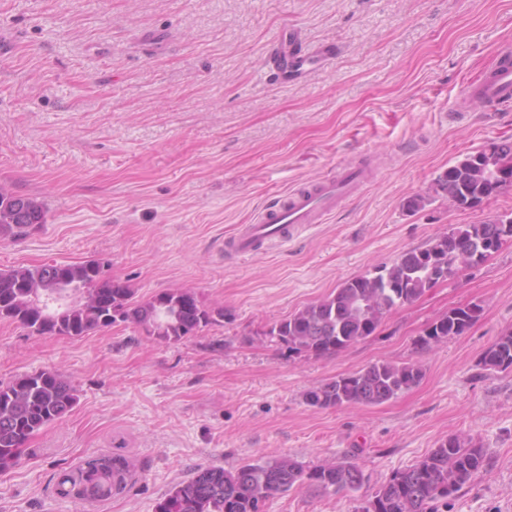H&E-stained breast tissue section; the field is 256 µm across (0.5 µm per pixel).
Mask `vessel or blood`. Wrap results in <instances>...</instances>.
Segmentation results:
<instances>
[{
	"label": "vessel or blood",
	"mask_w": 512,
	"mask_h": 512,
	"mask_svg": "<svg viewBox=\"0 0 512 512\" xmlns=\"http://www.w3.org/2000/svg\"><path fill=\"white\" fill-rule=\"evenodd\" d=\"M336 47L326 43L316 52H305L298 40L274 46L269 55L272 70L278 79L299 78L310 67L333 58ZM466 94L495 109L512 103V63L501 61L482 79L469 84ZM362 170L341 169L312 185L304 186L270 200L255 223L245 224L224 241L225 254L245 256L269 247L280 246L333 212L364 183Z\"/></svg>",
	"instance_id": "obj_1"
}]
</instances>
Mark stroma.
Wrapping results in <instances>:
<instances>
[{
    "mask_svg": "<svg viewBox=\"0 0 512 512\" xmlns=\"http://www.w3.org/2000/svg\"><path fill=\"white\" fill-rule=\"evenodd\" d=\"M289 28L337 52L282 82L268 55ZM505 47L512 0H0V186L46 209L38 231L0 240V269L98 260L137 299L188 289L224 309L171 343L131 323L68 337L0 320V382L50 370L78 395L0 472V512H155L199 468L279 456L354 462L372 489L451 435L483 444L489 466L438 512H512V371L479 364L512 331V241L339 353L291 354L265 334L448 226L512 212V188L477 210L434 191L449 166L512 137V109L464 94ZM343 167L373 172L355 197L288 245L225 257L270 195ZM474 303L465 333L420 345ZM378 361L423 377L379 405L306 402ZM103 452L135 463L122 492L56 495L60 472ZM363 500L294 488L263 512ZM481 312L482 308L478 304L453 308L428 326L420 342L429 346L431 343H439L450 336L462 335L479 319Z\"/></svg>",
    "mask_w": 512,
    "mask_h": 512,
    "instance_id": "obj_1",
    "label": "stroma"
}]
</instances>
